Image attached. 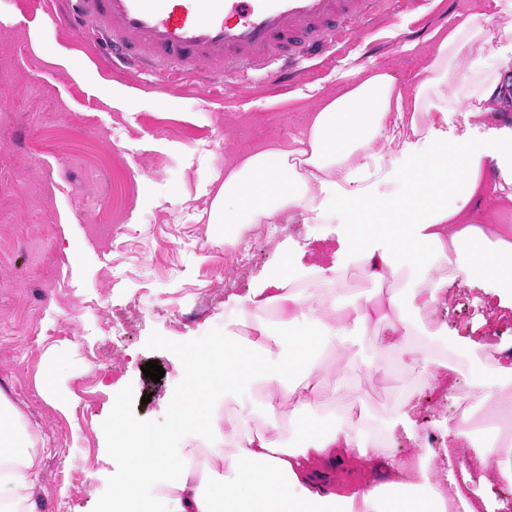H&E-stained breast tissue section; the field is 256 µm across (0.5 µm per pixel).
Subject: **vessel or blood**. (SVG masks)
Instances as JSON below:
<instances>
[{
	"instance_id": "vessel-or-blood-1",
	"label": "vessel or blood",
	"mask_w": 512,
	"mask_h": 512,
	"mask_svg": "<svg viewBox=\"0 0 512 512\" xmlns=\"http://www.w3.org/2000/svg\"><path fill=\"white\" fill-rule=\"evenodd\" d=\"M420 0H69L64 22L108 46L112 62L147 66L169 81L223 66L264 71L308 58L331 40L356 43L374 15L410 12Z\"/></svg>"
}]
</instances>
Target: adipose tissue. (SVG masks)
I'll use <instances>...</instances> for the list:
<instances>
[{"instance_id": "1", "label": "adipose tissue", "mask_w": 512, "mask_h": 512, "mask_svg": "<svg viewBox=\"0 0 512 512\" xmlns=\"http://www.w3.org/2000/svg\"><path fill=\"white\" fill-rule=\"evenodd\" d=\"M491 8L490 0H482L479 12L433 33L437 51L414 88L383 69L344 73L345 89L315 113L294 148L273 145L231 166L212 203L211 222L233 229L273 223L286 208L317 211L336 195L332 171L353 169L366 158L390 117L408 119L412 137L423 140L424 163L387 219L354 225L351 243L367 279L380 283L410 272L418 287L384 301L353 297L351 314L326 321L321 313L335 309V299L315 298L300 283L336 282V268L306 266L282 254L277 274L238 301L239 318L270 309L275 320L257 321L252 336L243 339L225 332L186 364L197 400L208 407L205 416L183 417L158 434L113 422L112 452L124 459L126 470L103 512H127L149 475L158 479L167 512H464L472 497L485 512H502L499 496L503 487L512 488V461L499 459L493 444L475 447L474 454L483 463L496 460L497 481L473 482L464 467L448 469L438 479L428 454L398 459L386 451V431L408 424L407 414L355 421L332 410L317 418L305 413L310 395L321 388L319 360L344 349L354 328L390 331L414 361L438 362L443 351L478 363L479 342L432 334L419 315L418 298L437 296L448 285V276L437 273L439 263L487 283L500 304L512 302V226L478 224L475 209L489 194L503 207L512 206V168L502 167L501 180L489 183V152L467 136L452 139L435 126L421 128L417 119L421 112L455 111L446 91L459 82V63L480 43ZM480 72L472 66L467 79V96L475 101L467 112L471 118L512 105V60L502 59L493 76ZM285 395L294 400L286 416L279 411ZM225 398L238 401L239 417L219 411ZM254 414L262 415L265 425L251 433L244 426ZM200 422L214 448L200 460L170 452V441ZM228 435L236 439L229 458L222 449ZM350 458L386 469L387 482L331 484L329 471ZM40 466V452L19 413L0 393V512H37Z\"/></svg>"}]
</instances>
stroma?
Here are the masks:
<instances>
[{
	"label": "stroma",
	"mask_w": 512,
	"mask_h": 512,
	"mask_svg": "<svg viewBox=\"0 0 512 512\" xmlns=\"http://www.w3.org/2000/svg\"><path fill=\"white\" fill-rule=\"evenodd\" d=\"M478 10V0H427L424 27L410 14L382 15L361 47L334 46L338 65L295 64L291 86L252 72L224 77L217 91L193 75L169 82L111 67L98 44L57 21L55 0H0V392L41 451L36 484L49 495L40 512H98L125 471L108 451L113 413L158 432L178 424L188 353L223 335L237 315L235 297L277 269L280 248L306 265L337 266L338 285L314 279L307 287L344 306L401 288L366 280L341 240L356 222L375 219L372 205L402 198L405 175L421 166L404 141L378 138L369 165L339 178L321 212L287 209L255 227L244 264L225 248L223 225L210 223L212 202L228 166L300 137L341 93L342 72L385 68L416 84L433 53L431 34ZM509 29L512 0H501L493 39L475 54L485 73L512 54ZM116 87L137 95L114 101ZM470 104L459 97L449 135L467 127L486 146L512 129V109L464 123ZM355 197L364 212L350 209ZM420 316L433 333L482 342L490 363L512 338V305L462 274ZM57 352L66 355L61 372L72 397L64 411L40 387ZM398 352L370 330L328 355L308 416L333 408L386 418L407 399L422 435L447 441L451 398L472 391L468 364L450 380L422 361L396 364ZM363 356L376 370L345 371ZM153 360L165 371L157 383L143 373Z\"/></svg>",
	"instance_id": "obj_1"
}]
</instances>
